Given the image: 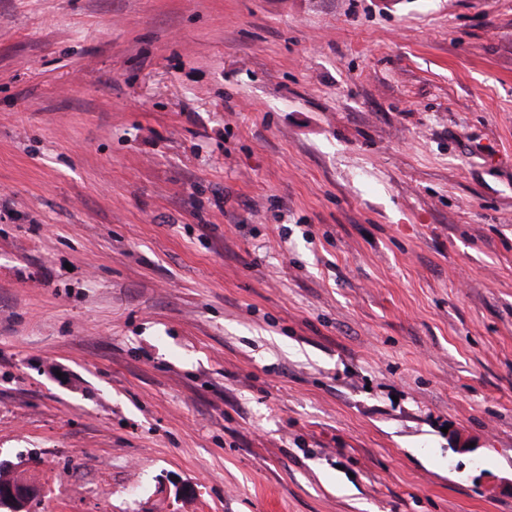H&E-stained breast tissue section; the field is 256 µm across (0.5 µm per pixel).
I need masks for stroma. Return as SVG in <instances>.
<instances>
[{
  "mask_svg": "<svg viewBox=\"0 0 512 512\" xmlns=\"http://www.w3.org/2000/svg\"><path fill=\"white\" fill-rule=\"evenodd\" d=\"M0 459L512 512V0H0Z\"/></svg>",
  "mask_w": 512,
  "mask_h": 512,
  "instance_id": "1",
  "label": "stroma"
}]
</instances>
